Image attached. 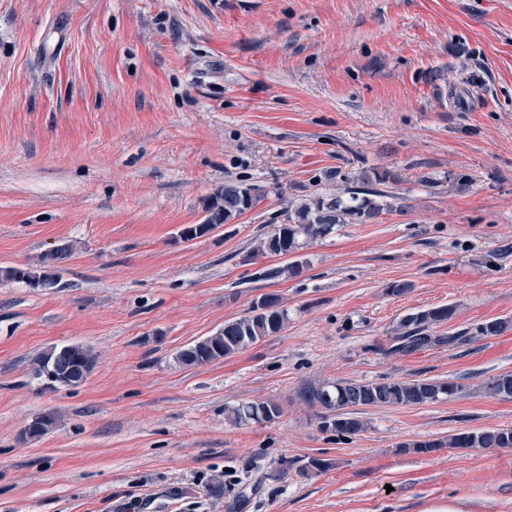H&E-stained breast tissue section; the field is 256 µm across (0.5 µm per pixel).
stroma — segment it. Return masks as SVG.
I'll return each instance as SVG.
<instances>
[{
	"label": "stroma",
	"instance_id": "obj_1",
	"mask_svg": "<svg viewBox=\"0 0 512 512\" xmlns=\"http://www.w3.org/2000/svg\"><path fill=\"white\" fill-rule=\"evenodd\" d=\"M375 171L406 210L267 277L284 260L255 247L289 202ZM228 182L259 201L181 239ZM61 247L57 287L0 281V512H512V449L401 448L512 427L482 390L512 372V326L473 336L512 323V0H0V267ZM265 293L282 331L178 363ZM442 305L435 335L468 343L382 354ZM71 344L91 375L44 389L32 358ZM421 376L464 389L366 409L351 437L297 396ZM265 400L280 417L224 416ZM310 457L332 466L299 474Z\"/></svg>",
	"mask_w": 512,
	"mask_h": 512
}]
</instances>
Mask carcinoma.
Instances as JSON below:
<instances>
[{
  "instance_id": "obj_1",
  "label": "carcinoma",
  "mask_w": 512,
  "mask_h": 512,
  "mask_svg": "<svg viewBox=\"0 0 512 512\" xmlns=\"http://www.w3.org/2000/svg\"><path fill=\"white\" fill-rule=\"evenodd\" d=\"M391 177L388 172L375 173V178L363 174L354 186H348L338 196L310 195L293 201L286 210L285 223L278 224L263 237L257 251L271 256H288L300 249L301 241L323 238L339 224H365L377 220L393 209L385 201L384 191L373 187ZM255 187L243 183H227L216 191L205 206L206 216L201 224L182 230L187 239L201 237L212 230L230 224L250 209L258 200ZM67 256V250L58 248L43 254L38 263L25 267H0V280L24 282L38 288L54 275L51 287L59 284L56 264ZM455 307L439 306L406 314L399 322L393 344L386 354L410 353L435 343L454 346L467 340L460 334L433 336L429 329L452 319ZM288 315L280 297L266 293L254 302L247 315L224 323V328L211 336L189 345L178 354V361L187 366H201L229 357L256 344L263 338L284 329ZM96 363L93 353L82 345L53 346L38 354L32 361L35 378L44 388L57 391L76 389L92 373ZM486 395L492 398H512V373L501 374L483 384ZM463 390V385L433 379L358 383L339 380L320 385L306 384L298 391V398L316 411L319 427L337 436L350 437L364 430L360 411L372 406H414L437 402ZM228 420L241 423L248 420L271 421L281 414L274 401L247 403L226 409ZM55 419L50 416L34 418L22 435L30 440L47 434ZM402 447L417 453H430L438 448H512V428L498 427L482 431H461L445 440H425L404 443ZM331 463L322 458H310L299 466V473L308 476L328 470Z\"/></svg>"
}]
</instances>
